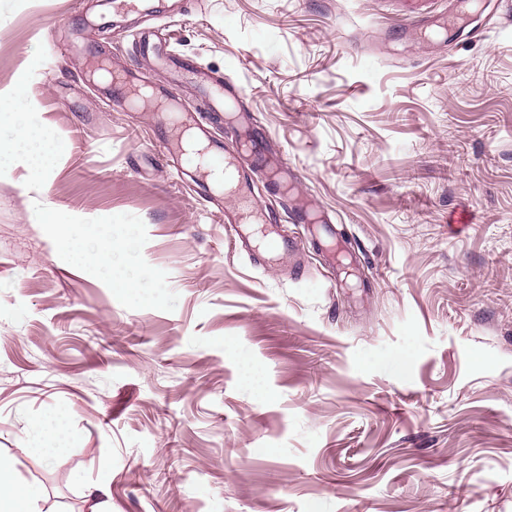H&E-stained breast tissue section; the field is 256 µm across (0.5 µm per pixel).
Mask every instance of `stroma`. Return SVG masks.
<instances>
[{"label": "stroma", "mask_w": 512, "mask_h": 512, "mask_svg": "<svg viewBox=\"0 0 512 512\" xmlns=\"http://www.w3.org/2000/svg\"><path fill=\"white\" fill-rule=\"evenodd\" d=\"M164 2L0 0V86L60 145L44 189L0 166V455L57 512H512V0ZM149 28L232 76L294 170L251 179L302 275L183 183L162 93L206 103L138 53ZM100 62L158 98L129 105ZM304 208L348 270L287 222ZM109 242L140 287L86 263Z\"/></svg>", "instance_id": "1"}]
</instances>
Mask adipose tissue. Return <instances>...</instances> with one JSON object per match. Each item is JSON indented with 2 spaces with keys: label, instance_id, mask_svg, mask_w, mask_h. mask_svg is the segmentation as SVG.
I'll list each match as a JSON object with an SVG mask.
<instances>
[{
  "label": "adipose tissue",
  "instance_id": "adipose-tissue-1",
  "mask_svg": "<svg viewBox=\"0 0 512 512\" xmlns=\"http://www.w3.org/2000/svg\"><path fill=\"white\" fill-rule=\"evenodd\" d=\"M28 110V92L24 86L0 88V122L14 121L16 146L31 153L29 178L37 181L43 175L42 157L49 154L50 144L41 137L37 124L28 122ZM40 498V490L34 485L21 483L13 461L0 455V512H37Z\"/></svg>",
  "mask_w": 512,
  "mask_h": 512
}]
</instances>
